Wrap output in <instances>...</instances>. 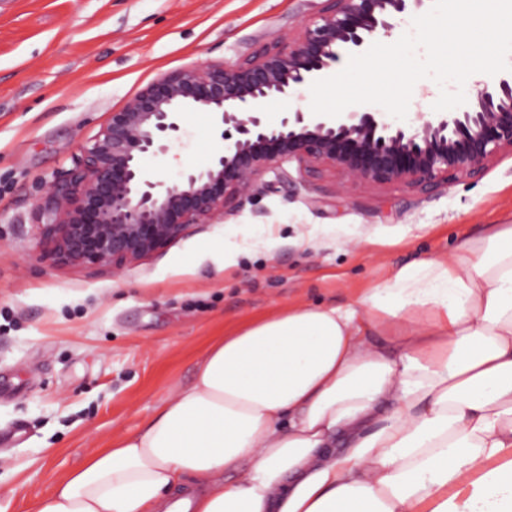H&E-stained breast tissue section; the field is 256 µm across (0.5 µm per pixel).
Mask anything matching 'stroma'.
<instances>
[{"instance_id": "obj_1", "label": "stroma", "mask_w": 512, "mask_h": 512, "mask_svg": "<svg viewBox=\"0 0 512 512\" xmlns=\"http://www.w3.org/2000/svg\"><path fill=\"white\" fill-rule=\"evenodd\" d=\"M320 0H0V512H29L191 382L211 342L298 305H345L395 268L512 224V156L423 191L283 162L249 200L120 273L58 264L38 225L111 112L160 76L294 37ZM143 161L174 182L222 143L194 112Z\"/></svg>"}]
</instances>
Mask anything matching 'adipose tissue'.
Returning <instances> with one entry per match:
<instances>
[{
  "instance_id": "ef3b65f1",
  "label": "adipose tissue",
  "mask_w": 512,
  "mask_h": 512,
  "mask_svg": "<svg viewBox=\"0 0 512 512\" xmlns=\"http://www.w3.org/2000/svg\"><path fill=\"white\" fill-rule=\"evenodd\" d=\"M30 512H512V224L222 337Z\"/></svg>"
}]
</instances>
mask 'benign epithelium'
<instances>
[{
	"label": "benign epithelium",
	"mask_w": 512,
	"mask_h": 512,
	"mask_svg": "<svg viewBox=\"0 0 512 512\" xmlns=\"http://www.w3.org/2000/svg\"><path fill=\"white\" fill-rule=\"evenodd\" d=\"M411 2L423 0H322L296 40L236 65L175 70L141 90L82 146L66 179L49 187L39 230L55 259L119 271L249 198L284 159L330 167L351 182L427 190L450 173L473 174L512 154V75L482 84L469 106L417 126L394 125L379 110L329 117L301 107L276 126L266 123L268 102L320 79L342 53L391 36ZM198 111L217 114L221 151L171 186L150 179L143 159L166 154L183 115Z\"/></svg>",
	"instance_id": "obj_1"
}]
</instances>
